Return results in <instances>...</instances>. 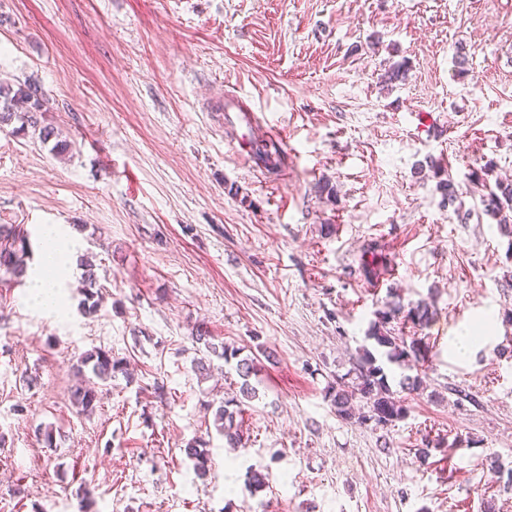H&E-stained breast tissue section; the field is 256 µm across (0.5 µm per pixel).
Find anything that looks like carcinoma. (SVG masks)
<instances>
[{
    "mask_svg": "<svg viewBox=\"0 0 512 512\" xmlns=\"http://www.w3.org/2000/svg\"><path fill=\"white\" fill-rule=\"evenodd\" d=\"M408 61L397 63L380 76V82L386 89L393 90L408 78ZM47 104L46 94L38 87H14L8 82L0 83V124L14 119L21 122L20 129L31 128L39 139L44 142L55 141L53 150L58 154L68 151L69 143L59 138L54 127L42 124L41 117ZM485 212L499 218V223H507L508 213H512V183L499 182L496 189L484 195ZM29 254L27 234L18 224L0 225V268L10 271L15 277L22 278L27 273L26 256ZM84 279L89 289L86 299L81 304L84 314L96 312L98 302L94 300L95 292L92 286L97 283L95 265L83 263ZM429 320V309L423 303L404 305L400 296H392L382 310L376 312V320L372 323L367 338L375 345L384 349L383 356L390 364L418 369L425 363V348L421 339L407 336L396 325L410 321L421 326ZM239 350L223 347L221 357L225 362L236 360V371L242 379L239 387L241 398L226 399L215 410L217 430L224 436L225 444L230 448L242 447L240 427L242 423L241 400L256 398L257 389L251 385L250 378L257 373V367L251 358H237ZM74 366L76 374L83 377L89 371L102 382H107L117 372H125L124 362L112 358V354L97 349L84 352L76 357ZM355 389L366 400L369 414L361 416V421H373L377 425L387 426L407 416L408 409L404 401L395 397L390 389L388 376L377 358L368 349L363 350L355 367ZM344 377H338L329 383L326 396L330 398L336 417L348 421L355 417L351 406L352 394ZM99 401L96 387L81 382L71 392V403L82 415L92 414ZM209 442L201 437L189 440L183 448L185 457L192 462L195 475L199 478L206 476L208 470ZM247 483L252 493L268 488L267 475L261 469L252 468L248 471Z\"/></svg>",
    "mask_w": 512,
    "mask_h": 512,
    "instance_id": "cac0c4a2",
    "label": "carcinoma"
}]
</instances>
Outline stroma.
Returning <instances> with one entry per match:
<instances>
[{
  "label": "stroma",
  "instance_id": "stroma-1",
  "mask_svg": "<svg viewBox=\"0 0 512 512\" xmlns=\"http://www.w3.org/2000/svg\"><path fill=\"white\" fill-rule=\"evenodd\" d=\"M0 79L40 86L71 145L0 127V224L28 231L30 270L46 226L72 253L57 313L0 270V512H512L490 466L512 468V234L481 203L512 180V0H0ZM232 96L283 132L281 171L232 147ZM393 293L432 312L403 327L430 347L423 384L386 365L406 418L361 422L356 397L340 420L326 388ZM200 329L258 362L246 447L214 428L241 380ZM466 333L483 341L460 357ZM97 348L128 371L85 417L72 364ZM197 436L202 478L182 453Z\"/></svg>",
  "mask_w": 512,
  "mask_h": 512
}]
</instances>
